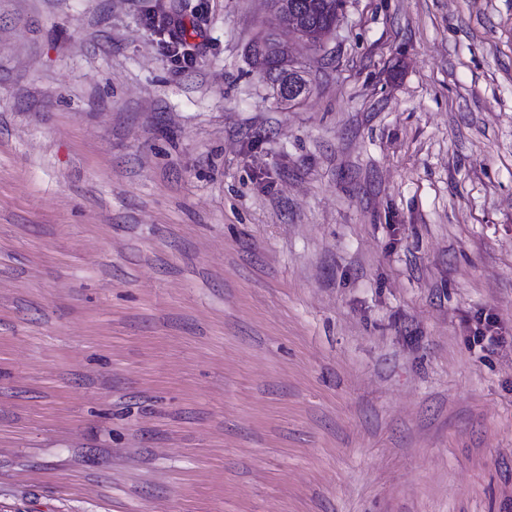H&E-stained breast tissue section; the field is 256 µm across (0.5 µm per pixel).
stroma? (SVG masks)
Instances as JSON below:
<instances>
[{"mask_svg": "<svg viewBox=\"0 0 512 512\" xmlns=\"http://www.w3.org/2000/svg\"><path fill=\"white\" fill-rule=\"evenodd\" d=\"M269 16L0 0V512H512V0ZM280 14L288 17V25L285 24L280 15L272 11L268 29L262 36L260 42L264 43L268 49L267 56L260 59L255 47V57L260 59V64L264 70L267 80L269 81L274 92L279 94V101L285 105L295 102L305 96L297 93L292 95V87L296 84L306 86L305 80L297 69L288 68V63L283 64L277 57L273 48L280 44L283 36L288 35V29L293 32L301 30L300 15L294 10L292 0H277ZM289 92V97H288ZM310 12L313 26L306 28L304 36L314 44L321 43L325 38V30L336 24L338 10L343 0H297Z\"/></svg>", "mask_w": 512, "mask_h": 512, "instance_id": "stroma-1", "label": "stroma"}]
</instances>
